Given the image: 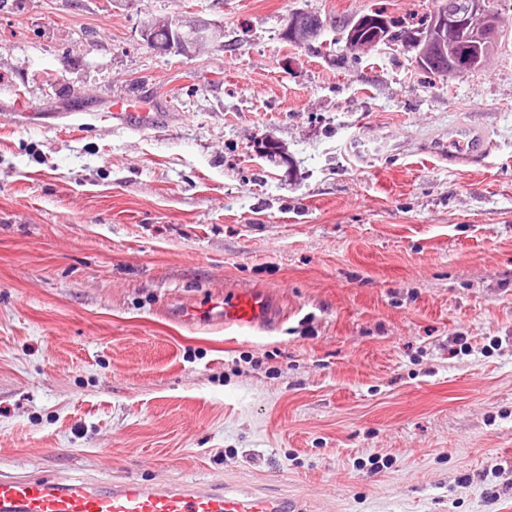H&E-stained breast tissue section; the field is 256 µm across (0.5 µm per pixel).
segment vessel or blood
Instances as JSON below:
<instances>
[{
  "label": "vessel or blood",
  "instance_id": "1",
  "mask_svg": "<svg viewBox=\"0 0 512 512\" xmlns=\"http://www.w3.org/2000/svg\"><path fill=\"white\" fill-rule=\"evenodd\" d=\"M491 151L492 144L480 129L449 127V162L471 165ZM204 313L228 328L268 327L275 320V302L254 291L228 293ZM0 512H303V507L282 496L242 492L220 481L150 484L123 480L104 485L89 480L1 475Z\"/></svg>",
  "mask_w": 512,
  "mask_h": 512
}]
</instances>
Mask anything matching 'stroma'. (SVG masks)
<instances>
[{"label": "stroma", "instance_id": "obj_1", "mask_svg": "<svg viewBox=\"0 0 512 512\" xmlns=\"http://www.w3.org/2000/svg\"><path fill=\"white\" fill-rule=\"evenodd\" d=\"M439 4L0 0L1 475L512 512V0L451 82L341 27ZM190 13L223 41L148 47ZM458 122L483 162L449 164ZM248 288L273 327L179 317ZM179 18H152L148 23L145 32L149 46L158 52H168L170 40L174 37L176 30V20ZM148 21V22H149ZM181 22L178 20L177 23Z\"/></svg>", "mask_w": 512, "mask_h": 512}]
</instances>
